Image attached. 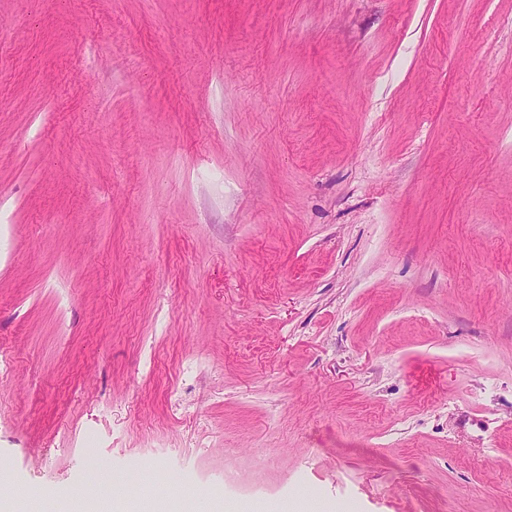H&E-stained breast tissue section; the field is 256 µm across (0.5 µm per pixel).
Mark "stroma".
<instances>
[{"mask_svg": "<svg viewBox=\"0 0 512 512\" xmlns=\"http://www.w3.org/2000/svg\"><path fill=\"white\" fill-rule=\"evenodd\" d=\"M4 512H512V0H0Z\"/></svg>", "mask_w": 512, "mask_h": 512, "instance_id": "stroma-1", "label": "stroma"}]
</instances>
